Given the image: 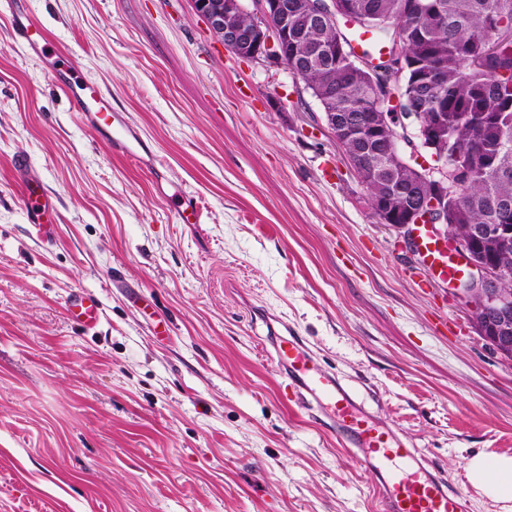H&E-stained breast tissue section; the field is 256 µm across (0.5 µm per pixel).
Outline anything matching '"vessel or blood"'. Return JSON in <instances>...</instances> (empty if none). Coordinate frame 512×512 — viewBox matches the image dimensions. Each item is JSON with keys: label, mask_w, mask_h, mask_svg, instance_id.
I'll return each instance as SVG.
<instances>
[{"label": "vessel or blood", "mask_w": 512, "mask_h": 512, "mask_svg": "<svg viewBox=\"0 0 512 512\" xmlns=\"http://www.w3.org/2000/svg\"><path fill=\"white\" fill-rule=\"evenodd\" d=\"M8 8L25 53L33 58L46 56L49 41L28 12L17 0H10ZM55 55L53 76L82 123L104 141L112 154L144 165L149 146L137 127L124 113L112 109L97 86L81 77L76 60L67 51L59 48ZM163 194L176 200L181 223H202L203 211L196 199L176 183H168ZM23 197L29 223L48 224L50 206L47 195L40 191L38 177L25 182ZM413 246L424 265L439 278L448 280L460 274V267L448 257L446 245L425 228H417ZM67 312L75 322L91 329L100 318L101 302L96 295L79 293L69 300ZM272 348L295 402L312 407L329 420L350 452L373 472L382 491L383 512H467L466 495L450 489L440 471L401 440L395 426L379 422L365 402L325 368L300 337H276Z\"/></svg>", "instance_id": "b4317fda"}]
</instances>
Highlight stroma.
I'll use <instances>...</instances> for the list:
<instances>
[{"label": "stroma", "mask_w": 512, "mask_h": 512, "mask_svg": "<svg viewBox=\"0 0 512 512\" xmlns=\"http://www.w3.org/2000/svg\"><path fill=\"white\" fill-rule=\"evenodd\" d=\"M21 2L207 221H177L0 11V512H381L366 466L286 399L258 345L280 320L469 512H503L465 472L512 456V359L378 223L303 82L225 50L192 0ZM81 291L102 303L91 331L66 311ZM23 197L27 205V219L29 224H51L49 217L50 206L48 196L40 192V183L37 176L33 175L23 186Z\"/></svg>", "instance_id": "obj_1"}]
</instances>
